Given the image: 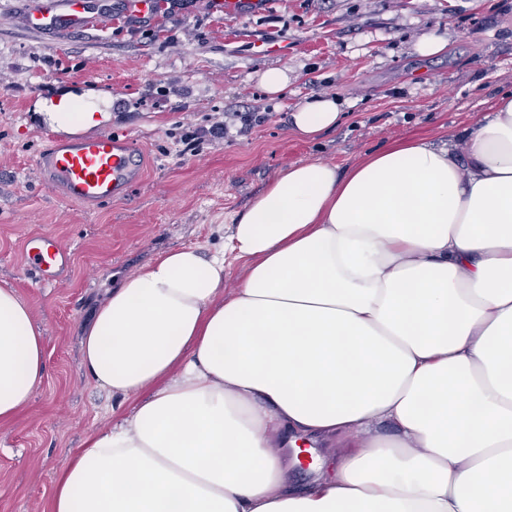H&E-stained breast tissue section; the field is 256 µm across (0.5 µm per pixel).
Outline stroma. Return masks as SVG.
I'll return each mask as SVG.
<instances>
[{"instance_id":"1","label":"stroma","mask_w":512,"mask_h":512,"mask_svg":"<svg viewBox=\"0 0 512 512\" xmlns=\"http://www.w3.org/2000/svg\"><path fill=\"white\" fill-rule=\"evenodd\" d=\"M27 4L0 0V286L17 289L42 327L47 377L0 425V512H45L71 449L130 412L132 401L95 387L81 367L82 328L125 275L172 248L226 242L233 217L288 165L348 168L396 142L460 132L512 92V0H267L237 16L192 0L146 26L123 21L124 0H92L120 27L50 36L26 26ZM428 33L447 36V53L416 54ZM258 39L280 52H256ZM271 68L288 77L277 96L261 86ZM39 86L50 98L119 96L105 129L129 140L143 169L128 196L85 205L44 186L34 161L54 130L38 111ZM323 95L344 102L343 122L299 139L289 112ZM255 110L269 115L262 126L179 156L185 128ZM46 233L70 259L53 285L23 260L25 241Z\"/></svg>"}]
</instances>
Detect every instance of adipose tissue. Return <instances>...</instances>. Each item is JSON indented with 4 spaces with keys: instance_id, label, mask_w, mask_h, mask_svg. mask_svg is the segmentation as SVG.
Instances as JSON below:
<instances>
[{
    "instance_id": "obj_1",
    "label": "adipose tissue",
    "mask_w": 512,
    "mask_h": 512,
    "mask_svg": "<svg viewBox=\"0 0 512 512\" xmlns=\"http://www.w3.org/2000/svg\"><path fill=\"white\" fill-rule=\"evenodd\" d=\"M342 116L316 97L290 128L313 141ZM81 352L135 405L55 472L49 512H512V94L459 133L281 170L226 248L111 289ZM46 375L28 302L0 287V422Z\"/></svg>"
}]
</instances>
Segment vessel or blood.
Segmentation results:
<instances>
[{
	"label": "vessel or blood",
	"instance_id": "b4317fda",
	"mask_svg": "<svg viewBox=\"0 0 512 512\" xmlns=\"http://www.w3.org/2000/svg\"><path fill=\"white\" fill-rule=\"evenodd\" d=\"M89 0H45L25 14L26 25L40 34L82 31L93 21ZM47 183L60 187L66 198L99 204L126 195L139 177L138 161L125 141L102 133L72 142H55L35 162ZM25 261L41 270L44 282L57 281L67 255L48 236L27 240Z\"/></svg>",
	"mask_w": 512,
	"mask_h": 512
}]
</instances>
